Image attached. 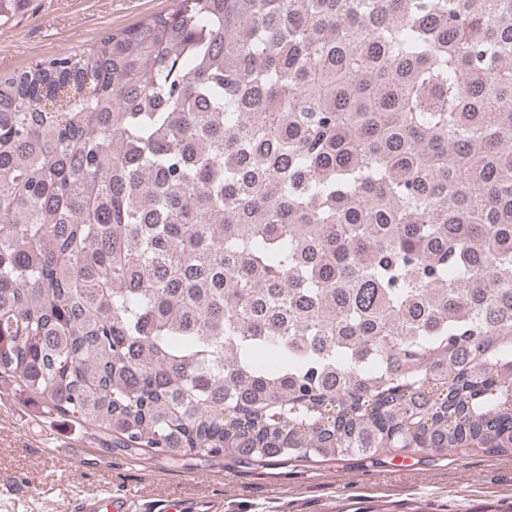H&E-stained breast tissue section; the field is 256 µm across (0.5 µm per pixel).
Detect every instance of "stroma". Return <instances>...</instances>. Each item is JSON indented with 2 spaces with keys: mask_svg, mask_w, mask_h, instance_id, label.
Masks as SVG:
<instances>
[{
  "mask_svg": "<svg viewBox=\"0 0 512 512\" xmlns=\"http://www.w3.org/2000/svg\"><path fill=\"white\" fill-rule=\"evenodd\" d=\"M174 0H24L0 26V72L81 52L93 41L172 9ZM82 438L91 465L43 450ZM102 493L157 506L171 497L224 498V512H512V456L480 451L455 459L409 452L374 465L357 456L240 467L224 458L201 467L114 447L88 422L48 411L35 395L0 379V512H67Z\"/></svg>",
  "mask_w": 512,
  "mask_h": 512,
  "instance_id": "obj_1",
  "label": "stroma"
}]
</instances>
